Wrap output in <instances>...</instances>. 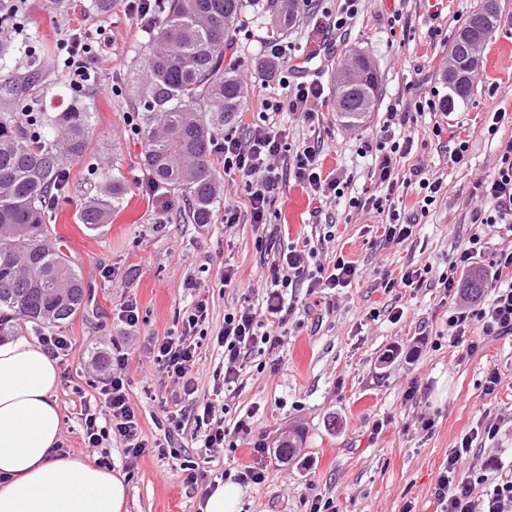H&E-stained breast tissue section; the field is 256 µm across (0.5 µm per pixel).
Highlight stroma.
<instances>
[{
  "instance_id": "35a3bbf8",
  "label": "stroma",
  "mask_w": 512,
  "mask_h": 512,
  "mask_svg": "<svg viewBox=\"0 0 512 512\" xmlns=\"http://www.w3.org/2000/svg\"><path fill=\"white\" fill-rule=\"evenodd\" d=\"M481 0H361L358 15L345 30L332 32L324 13L336 0H302L294 26L276 35L263 0H254L246 17L248 31L236 34L224 60L240 76L246 95L243 123L261 119V95L284 98L276 79L265 78L260 64L266 43H292L297 55L288 57L291 82L309 78L325 87L318 118L283 112L282 127L291 145L320 138V170L342 181L341 198L316 201L309 188L284 181L267 215L264 230L242 221L233 228L222 222L191 223L187 203L173 193L156 194L141 161V141L129 124L137 110V73L145 41L123 0L97 13L91 0H65L54 10L49 0H25L7 55L0 57V76L29 70L39 74L44 93L33 103L36 112H56L73 96L93 106L92 133L86 155L67 163L69 185L56 202L52 242L60 246L81 275L91 300L60 327L27 324L23 337H68L72 350L60 374L55 396L61 412L62 442L70 453L96 460L98 449L83 442L80 392L95 379L98 364L113 354L129 356L127 392L148 439H164L166 412L182 403L183 395L154 362L153 337L181 331L184 310L193 299L186 278L197 280L209 293L208 333L224 324V313L239 306L244 288L264 285L269 257L263 245L272 236L275 249L310 239L318 262L336 257L355 261L361 270L352 287L331 298L300 296V314L288 324L278 367L252 353L241 367L237 390L227 397L230 446L215 450L180 448L175 455L127 458L120 443L111 448L112 471L127 489V512H200V494L185 495L183 464H194L199 486L216 485L225 473L256 460L254 444L273 445L281 433L298 429L301 448L285 462L268 464L266 480L242 487L238 512H306L312 495L333 500L336 512H434L432 496L448 452L488 414H512V338L491 339L473 356L462 359L448 346L449 301L438 288L387 293L377 288L384 271L399 274L408 262L432 264L434 274L448 269V259L473 231L470 193L476 180L492 175L500 164V146L512 139V0H498V16L474 77L473 91L454 110H436L410 120L414 138L411 154L402 159L399 176L414 165L442 177L448 185L419 217L413 237L401 246L380 242L376 213L351 208L348 199L374 193L369 175L371 157L363 147L376 143L382 114L392 104L413 109L428 98L441 102L448 95L442 73L461 25ZM401 19H394V12ZM102 27L108 45L99 63L98 85L69 86L53 62L57 42L66 30ZM335 33L336 48L323 43ZM353 51L365 52L380 81L379 100L366 122H343L336 103V72L340 60ZM503 121L491 127L489 115ZM469 143L463 163L448 161L457 140ZM119 169L128 188L123 208L110 224L91 231L76 213L84 192L97 182V170ZM334 237H326L327 225ZM237 271L238 288L221 287L224 267ZM136 301L140 320L127 328L117 318L120 304ZM403 315L393 320L389 311ZM498 368L502 384L484 394L488 369ZM416 386L417 398L404 392ZM434 421L423 431L419 415ZM251 417V434L234 433L242 417ZM381 433H374L375 424ZM493 458L488 478L512 471V423L503 424L495 445L477 449L466 464L482 466Z\"/></svg>"
}]
</instances>
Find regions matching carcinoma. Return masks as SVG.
Masks as SVG:
<instances>
[{
	"mask_svg": "<svg viewBox=\"0 0 512 512\" xmlns=\"http://www.w3.org/2000/svg\"><path fill=\"white\" fill-rule=\"evenodd\" d=\"M251 0H167L164 17L154 29L143 59L138 89L141 160L150 181L188 201L194 224H211L220 202L223 163L214 155V140L224 126L245 112L242 83L224 65V50ZM482 6L461 27L450 50L462 56L461 42L477 31L489 40L497 19V0ZM275 30L286 32L299 12V0H269ZM35 73L0 79V336H16L21 324L68 322L90 298L79 273L49 237L54 193L65 190L67 161L84 156L92 132L89 104L74 101L65 109L40 117L55 130L37 142L21 130L19 104L40 92ZM472 76L448 85L444 108L466 100ZM379 93L370 61L358 62L351 83L336 88L341 117L349 125L363 123ZM127 187L106 169L100 183L85 193L77 220L95 231L111 223L125 202ZM464 290L477 295L485 288L478 271L467 274Z\"/></svg>",
	"mask_w": 512,
	"mask_h": 512,
	"instance_id": "carcinoma-1",
	"label": "carcinoma"
}]
</instances>
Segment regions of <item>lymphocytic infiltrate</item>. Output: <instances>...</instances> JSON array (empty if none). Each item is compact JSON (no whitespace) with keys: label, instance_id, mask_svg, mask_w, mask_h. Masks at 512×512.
Returning a JSON list of instances; mask_svg holds the SVG:
<instances>
[{"label":"lymphocytic infiltrate","instance_id":"1","mask_svg":"<svg viewBox=\"0 0 512 512\" xmlns=\"http://www.w3.org/2000/svg\"><path fill=\"white\" fill-rule=\"evenodd\" d=\"M63 53L62 71L72 86L81 88L93 83L100 48L87 31H66L59 43ZM279 85L287 89L286 100L263 99L265 108L262 123L247 126L242 132H228L217 141L215 149L224 163V170L238 174L246 188V207L225 205L223 222L226 227L238 224L242 215H249L254 227L267 223V210L273 202L284 176L310 188L315 197L339 189L338 182L323 180L319 157L323 149L320 140L289 150L279 116L289 110L313 118V105L322 99L325 89L317 81L289 84L280 77ZM410 114L397 106L387 108L381 136L372 156L370 177L375 186L386 188L387 196L371 194L350 198L351 207L377 213L381 219L383 244L398 246L408 241L415 230V218L407 216L388 202L389 194L398 188L417 190L421 212H428L443 193L444 180L427 175L424 167H416L409 178L396 180L394 172L402 158L414 146L412 136H397L398 128L406 126ZM472 194L489 201V208L472 212L473 232L465 246L457 248L445 274L431 280L430 265H407L399 277L382 273L378 285L385 292L398 288H428L439 283L446 297L457 298L460 288L458 272L478 265L486 252V228L512 224V139L502 147L501 164L490 178L476 181ZM317 251L309 240H302L278 252L265 275V286L258 291L255 302L235 308L224 315L222 328L211 343L220 352L224 373L216 377L213 393L203 406L181 408L168 414V433L182 443L200 445L205 449L223 447L228 432L224 417L229 408L225 402L228 392L234 391L241 366L253 352L259 351L279 362L284 348L286 327L296 313L289 290L302 288L307 294L346 288L359 275L355 262L337 258L332 267L316 260ZM493 300L489 306L456 308L448 318V344L459 349L462 356L474 355L486 338L512 337V247L499 249L487 270ZM210 317L208 295H199L187 308L176 336H166L153 344L154 359L167 378L179 385L184 396H192L197 384L192 370L201 361L200 335ZM127 354L112 359L110 371L94 383L93 398L85 400L83 434L87 447L99 449V466L110 468L107 450L111 441H120L128 458L137 459L154 453L167 455L164 443L148 442L129 400L123 369ZM500 432L497 421L482 422L475 431L465 435L448 454L433 489L435 512H512V474L488 479L483 471L465 467L464 462L475 444L495 440Z\"/></svg>","mask_w":512,"mask_h":512}]
</instances>
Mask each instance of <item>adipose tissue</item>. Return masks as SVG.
Wrapping results in <instances>:
<instances>
[{"label":"adipose tissue","mask_w":512,"mask_h":512,"mask_svg":"<svg viewBox=\"0 0 512 512\" xmlns=\"http://www.w3.org/2000/svg\"><path fill=\"white\" fill-rule=\"evenodd\" d=\"M60 372L39 345L0 341V512H125L111 470L57 450Z\"/></svg>","instance_id":"adipose-tissue-1"}]
</instances>
